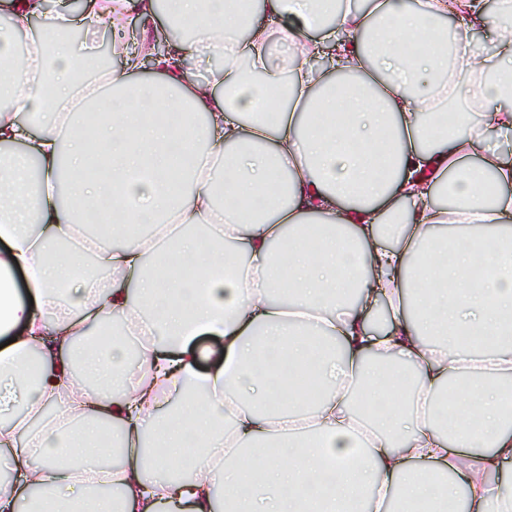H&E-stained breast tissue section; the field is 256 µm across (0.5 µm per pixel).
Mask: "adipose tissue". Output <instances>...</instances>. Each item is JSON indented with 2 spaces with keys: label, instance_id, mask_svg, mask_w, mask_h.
<instances>
[{
  "label": "adipose tissue",
  "instance_id": "ef3b65f1",
  "mask_svg": "<svg viewBox=\"0 0 512 512\" xmlns=\"http://www.w3.org/2000/svg\"><path fill=\"white\" fill-rule=\"evenodd\" d=\"M161 2L193 39L166 52L129 43L131 13ZM107 25L125 68L83 75ZM476 31L492 56L473 55ZM146 59L151 80L137 76ZM443 93L465 102L450 129ZM91 106L107 118L90 140L72 117ZM471 112L487 123L471 126ZM510 138L512 24L484 0H85L52 16L46 0H10L0 471L12 481L0 512H512L500 403L512 383V154L498 145ZM199 139L190 187L173 192L172 149ZM92 163L103 179L82 178ZM283 179L286 195L273 194ZM88 206L129 236L86 238L103 274L66 299ZM481 266L492 276L473 279ZM113 318L143 335L138 379L122 339L73 358ZM199 335L223 339V358L195 347ZM309 370L315 403L283 384ZM110 427L121 463L106 470ZM193 456V479H176Z\"/></svg>",
  "mask_w": 512,
  "mask_h": 512
}]
</instances>
